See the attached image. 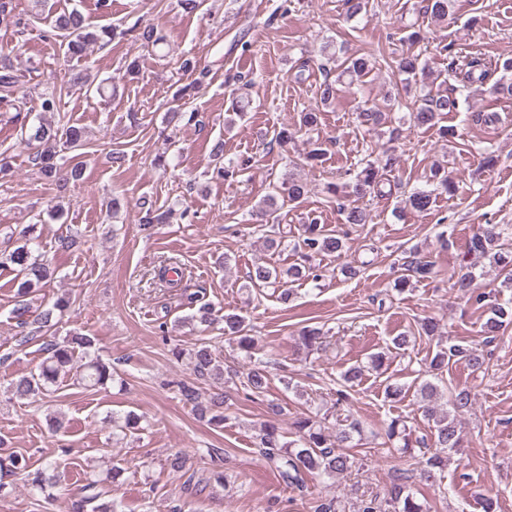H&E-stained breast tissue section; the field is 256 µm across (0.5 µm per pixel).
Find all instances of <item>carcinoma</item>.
I'll use <instances>...</instances> for the list:
<instances>
[{
  "label": "carcinoma",
  "instance_id": "carcinoma-1",
  "mask_svg": "<svg viewBox=\"0 0 512 512\" xmlns=\"http://www.w3.org/2000/svg\"><path fill=\"white\" fill-rule=\"evenodd\" d=\"M424 10L437 19H444L453 12L455 0H422ZM0 28L13 29L21 36L24 34L25 23L15 12L13 0H0ZM130 31L135 33V40L145 47H154L167 42L162 29L152 23L136 22ZM51 35L61 37V47L67 57L81 58L91 45L104 47L112 42L116 36L115 28L111 26H92L84 15L76 9L64 12L51 21ZM377 60L371 55L349 56L342 63L336 65L340 73L336 79H331L332 68L321 65L326 76L319 88V101L326 104L338 95V85L341 78L347 76L354 82L365 76L375 68ZM468 70L465 72V82L470 83L476 79L483 80L488 75L486 65L480 60L465 63ZM398 67L409 77L417 75L421 70L419 55L408 52L398 60ZM23 84V75L19 74L4 50H0V112L15 111L14 119H19L22 111L23 99L18 96ZM62 98V90L47 89L39 94L40 109L43 112H56ZM402 106V97L395 96L391 103L380 109L376 105L366 104L358 107V120L361 125L375 129L388 123V112L395 107ZM456 109V101L447 96H422V103L411 113L414 124L418 126H434L438 124L441 116ZM20 133L23 141L34 146L30 159L44 179L53 182L59 191L67 190V186L82 179L83 167L74 163L63 169L56 160L57 144L61 138L72 147L80 146L82 131L69 126L65 129L55 128L43 122L37 125L21 124ZM211 157L219 164L218 174L234 173L239 163L224 162V143L216 142L211 148ZM395 158L387 151L382 152L373 159L362 163L361 169L355 173L351 180L344 184L331 182L327 184V192L336 199L340 209L345 215L348 224H364L368 215L364 208L356 205V201L367 196H392V189L397 184L391 183L387 173L392 170ZM308 193L307 185L301 181L284 180L278 186L272 187V192L264 199V206L277 211L278 199L288 202H299ZM434 191L419 190L410 193L404 200V206L418 212L430 209L433 202ZM37 225L30 224L22 231V242L0 250V268L15 272L17 281L16 303L11 310L12 318L21 328L20 344L24 345L33 340L43 342L42 350L45 357L37 370L20 377L10 383L9 388L13 397L18 400L41 396L49 397L53 387L57 384L60 375H72L77 385L88 388H104L112 382V366L103 363L99 357L90 354L95 346V340L78 332H73L63 339H54L56 325L71 307L73 300L63 294L55 298L51 306L44 310L35 322L29 321L30 305L28 298L39 289L44 288L54 279L56 268L41 256L37 255L39 242L36 235ZM506 243L501 241L500 234L492 229H481L471 238L468 253L478 257H487L500 267L503 274L502 284L506 287L512 285V251L504 249ZM297 247L303 258V263L288 268L285 271L271 268L267 265L257 264L249 273L250 281L263 288H277L280 290V299L284 302L290 298V290L284 288V281H298L304 277L317 279L316 266L312 261L321 255L341 254L345 248L344 236L334 234L321 224H305ZM434 274V265L429 260L416 256L408 257L404 261V273L400 275L397 288L404 290L410 280L417 281L429 279ZM159 280L170 287H177L183 278V273L173 263L162 264L158 269ZM453 287L466 301L482 303L491 297L489 292L479 291L471 274L458 278ZM224 321V336L234 342L238 349L245 352L247 358H252L254 339L243 317L237 314H226L221 317ZM512 320V307L498 302L490 303V316L484 324V335L491 340L503 323ZM324 333L317 327H306L299 336L301 344L312 350L321 346ZM193 368L200 378L215 376L219 379L229 380L238 376V371L224 370L214 357L209 345L202 341L196 344L190 353ZM465 360L475 370L484 366V353L478 347L462 344H450L440 348L430 362V369L440 371L453 360ZM268 377L260 364H255L242 381L250 396L260 397L264 394ZM181 395L191 403L202 418L208 419L211 424L224 421L223 397H212L206 401L201 400L198 390L188 384L179 387ZM422 410L424 416L434 423L433 444L437 451L423 453V477L428 482L437 480V473L447 465L448 456L460 448L455 415L463 413L471 407V393L465 388L458 389L450 399V410L439 415L430 406V402L441 395L439 386L430 380H424L419 386ZM296 439L287 441L280 433L279 427L267 422L261 426L257 435L256 448L259 454L274 466L280 481L287 487L301 493L307 489L305 476L318 473L329 477L351 470L357 464V458L351 454L346 443L353 436L360 433L359 423L351 420L346 424L338 425L336 434L324 431V427L311 418H301L295 422ZM385 436L388 443L394 445L398 451L409 448H427L430 444L423 438L414 439L407 432L405 421L393 418L387 424ZM12 476H25L31 478L30 488L33 492L43 494L57 486L53 464L48 462L41 468L31 470L30 459L22 454H0V492L6 488L5 479ZM114 475L109 474L101 479L97 476L87 478L84 485L85 495L71 501L70 512H120L115 500L112 499L111 490L103 483L112 481ZM347 506L339 501L313 498L310 502V512H346ZM353 512H425V506L416 497L411 486L406 482H395L387 491L385 497L371 496L360 500Z\"/></svg>",
  "mask_w": 512,
  "mask_h": 512
}]
</instances>
